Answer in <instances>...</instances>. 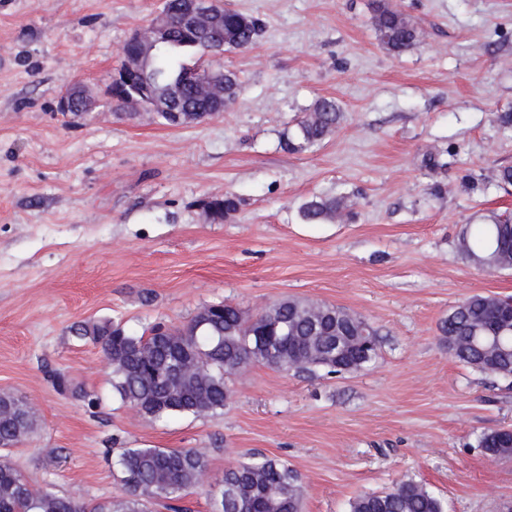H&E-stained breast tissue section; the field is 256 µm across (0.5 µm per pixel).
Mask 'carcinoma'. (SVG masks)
<instances>
[{
	"label": "carcinoma",
	"mask_w": 512,
	"mask_h": 512,
	"mask_svg": "<svg viewBox=\"0 0 512 512\" xmlns=\"http://www.w3.org/2000/svg\"><path fill=\"white\" fill-rule=\"evenodd\" d=\"M183 6L184 0H165L171 35L148 64L147 78L172 109L200 123L216 105L186 81L190 67L182 57L250 49L265 23L216 0L218 21L206 30H193L180 21ZM370 8L377 37L387 51L401 55L417 44V27L389 0H371ZM240 90L238 74L224 70V101L234 102ZM342 116L336 99H316L281 147L299 153L318 145L336 130ZM201 204L212 221L221 222L238 210L240 201L226 193ZM341 207L337 197L316 196L301 205L300 216L307 224L331 222ZM460 251L485 270L512 269V215L474 225L463 233ZM70 331L78 340L100 346L120 400L157 420L175 414L221 413L230 395L227 376L251 362L277 369L279 363L301 357L299 373L357 372L376 358L379 349L377 331L359 316L298 299L281 300L251 317L228 303L208 304L186 325L163 328L156 323L140 335L117 320L79 321ZM440 331L459 362L496 376L512 374V300L470 296L452 309ZM34 425L35 413L26 402L0 394V512H151L156 504L169 512H186L180 505L186 492L208 480L207 456L201 450L136 447L120 451L117 465L123 492L113 500L87 503L58 494L51 483L35 489L12 465L8 449ZM478 447L487 456L509 459L512 434L504 428L486 431ZM216 503L217 512H301L300 479L277 458L241 462L224 472ZM349 512L446 510L444 501L425 485L408 480L391 490L359 495L349 503Z\"/></svg>",
	"instance_id": "1"
}]
</instances>
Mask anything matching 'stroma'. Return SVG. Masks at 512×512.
Listing matches in <instances>:
<instances>
[{"mask_svg":"<svg viewBox=\"0 0 512 512\" xmlns=\"http://www.w3.org/2000/svg\"><path fill=\"white\" fill-rule=\"evenodd\" d=\"M421 31L393 55L370 0H224L260 17L253 48L209 58L238 73L234 105L198 125L108 101L121 47L163 0H0V393L37 425L11 463L36 487L94 502L122 492L118 448H203L215 512L225 470L262 456L297 471L303 512H348L412 479L446 512H507L512 460L478 446L512 428V377L455 360L439 323L465 298L512 296V270L463 258L469 225L512 213L492 183L512 166V0H395ZM97 105L60 109L75 85ZM320 97L344 118L315 147L280 140ZM444 167L422 168L426 153ZM232 193L211 221L200 202ZM340 196L356 220L304 223L300 204ZM286 298L346 308L379 333L361 371L306 377L251 364L223 413L139 415L112 393L101 348L69 332L122 320L135 333L187 324L225 301L252 315ZM60 371L78 396L58 391ZM201 204L212 221L221 222L238 210L240 201L233 194L224 193V196L207 197Z\"/></svg>","mask_w":512,"mask_h":512,"instance_id":"stroma-1","label":"stroma"}]
</instances>
